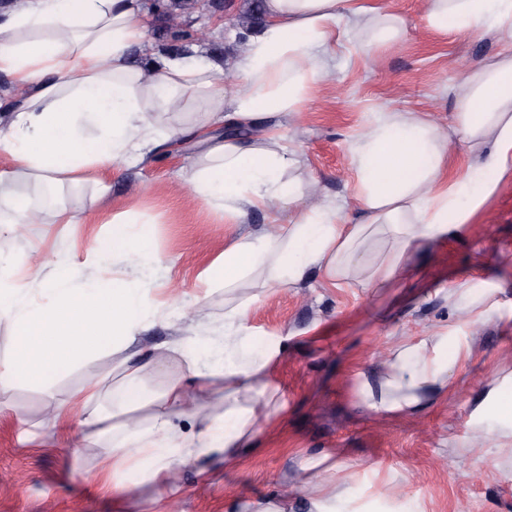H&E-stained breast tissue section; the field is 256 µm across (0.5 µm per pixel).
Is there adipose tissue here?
<instances>
[{
    "instance_id": "1",
    "label": "adipose tissue",
    "mask_w": 512,
    "mask_h": 512,
    "mask_svg": "<svg viewBox=\"0 0 512 512\" xmlns=\"http://www.w3.org/2000/svg\"><path fill=\"white\" fill-rule=\"evenodd\" d=\"M426 21L439 32L491 33L501 50L494 61L470 66L453 88V115L441 126L426 112L374 113L347 143L354 182L355 217L322 200L313 183L293 177L302 165L290 144L261 130L209 147L187 180L196 196L215 205L228 224L254 211L274 214L260 232L225 239L224 251L203 272L210 284L248 289L224 305V334L187 336L144 361L134 345L155 316L142 289L128 280L159 265L149 237L123 213L113 215L112 240L98 260L119 256L124 271L109 280H87L68 253L53 266L28 260L31 279L53 296L37 307L11 276L0 273V318L14 325L13 352L0 358V398L16 380L47 386L88 353L106 348L121 355L113 367L112 410L98 404L104 382L87 381L71 404H48L46 440L74 446L96 442L119 428L107 453L112 491H124L122 466L143 470L146 482L177 491L186 449L236 460L255 446L269 415L265 395L277 388L271 371L282 345L255 346L249 307L271 288L317 272L335 286L359 277L374 288L402 278L406 260L424 245L472 223L512 173V0H424ZM264 23L238 46L235 78L225 82L224 60L190 63L152 50L143 0H13L0 11V73L11 81L0 95L1 224H71L64 205L33 206L32 184L49 192L92 182L109 191L117 162L135 161L156 146L176 145L183 130L164 126L161 114L200 112L202 124L248 122L296 112L313 84L326 76L341 44L369 51L403 39L398 16L370 0H263ZM481 151L482 161L465 178L453 177L458 149ZM377 233L393 249L365 261L361 251ZM437 357L426 360V348ZM457 360L447 336L399 350L384 365L380 389L359 384L365 407L378 414H418L439 396ZM180 376L147 393L140 386L146 364ZM78 405L79 429L70 426ZM191 419L189 433L176 423Z\"/></svg>"
}]
</instances>
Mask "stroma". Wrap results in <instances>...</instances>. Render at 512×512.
Returning <instances> with one entry per match:
<instances>
[{
	"label": "stroma",
	"instance_id": "35a3bbf8",
	"mask_svg": "<svg viewBox=\"0 0 512 512\" xmlns=\"http://www.w3.org/2000/svg\"><path fill=\"white\" fill-rule=\"evenodd\" d=\"M402 18L409 35L378 51L337 55L327 79L315 83L301 112L268 115L261 127L281 134L300 153L301 177L332 200L349 199L352 174L345 145L374 112H431L447 123L449 88L461 73L458 58L477 62L500 46L488 34L441 33L427 25L423 0H379ZM204 61L232 60L237 42L223 22L201 9L185 16ZM208 145L183 137L142 163L112 167L108 198L91 186L65 188L75 213L126 212L149 236L159 267L136 274L157 318L140 335L157 351L181 336H210L224 326V290L200 272L224 251L226 237L258 230L262 216L228 224L221 211L197 201L182 170L201 161ZM111 236L107 224H38L19 234L0 229V263L15 273L37 303L49 295L26 275L39 250L52 262L64 249L91 277L108 278L111 265L93 264V251ZM410 263L419 275L379 288L347 279L323 287L319 277L276 288L248 311L256 344L282 342L275 372L283 411L258 436L256 451L227 466L187 458L181 468L180 512H229L241 497L288 495L292 512H307L305 496L335 494L347 512H512V439L477 438L473 420L487 391L512 383V175H506L466 230L430 243ZM468 295L470 307L457 306ZM448 334L459 359L448 385L418 415L368 412L357 383L375 379L379 355ZM104 350L56 378L50 388L17 382L0 411V512H159L164 491L128 471L125 498L114 503L102 488L112 479L103 443L74 451L40 437L48 400H68L94 375L112 370Z\"/></svg>",
	"mask_w": 512,
	"mask_h": 512
}]
</instances>
